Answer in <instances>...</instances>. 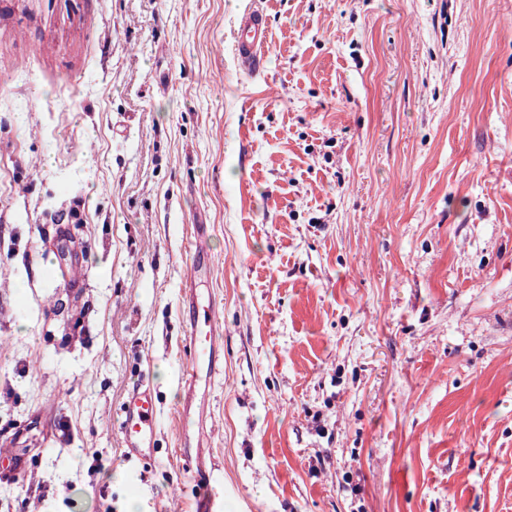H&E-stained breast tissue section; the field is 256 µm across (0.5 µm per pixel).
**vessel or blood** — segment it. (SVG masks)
I'll return each mask as SVG.
<instances>
[{"instance_id":"vessel-or-blood-1","label":"vessel or blood","mask_w":512,"mask_h":512,"mask_svg":"<svg viewBox=\"0 0 512 512\" xmlns=\"http://www.w3.org/2000/svg\"><path fill=\"white\" fill-rule=\"evenodd\" d=\"M267 31L259 12L245 13L236 29V59L239 67L247 73L255 72L264 61ZM220 331L211 314H204L200 323L194 325L189 343L188 365L184 387L193 392L196 380L203 375L214 376L221 368L218 336ZM156 398L147 384L131 390L123 402L120 427L124 454L136 460L152 459L155 453L157 429L155 421ZM209 420L200 417L194 431H182L179 438L180 457L198 479H209L210 468L202 455L208 443Z\"/></svg>"}]
</instances>
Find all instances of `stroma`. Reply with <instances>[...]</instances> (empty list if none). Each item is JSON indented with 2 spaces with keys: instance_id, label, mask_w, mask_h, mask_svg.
Instances as JSON below:
<instances>
[{
  "instance_id": "stroma-1",
  "label": "stroma",
  "mask_w": 512,
  "mask_h": 512,
  "mask_svg": "<svg viewBox=\"0 0 512 512\" xmlns=\"http://www.w3.org/2000/svg\"><path fill=\"white\" fill-rule=\"evenodd\" d=\"M195 258L216 512H512V0H0L7 512H191ZM260 16L259 11L246 12L236 29V59L246 73L255 72L264 61L267 31ZM222 335L217 323L210 313H204L200 323H196L191 331L189 343L188 365L184 387L186 397L181 415L190 414L193 406L195 381L205 373L209 379L220 371L219 346L217 336ZM156 398L147 384L131 390L123 402L120 427L127 459L150 460L157 439Z\"/></svg>"
}]
</instances>
